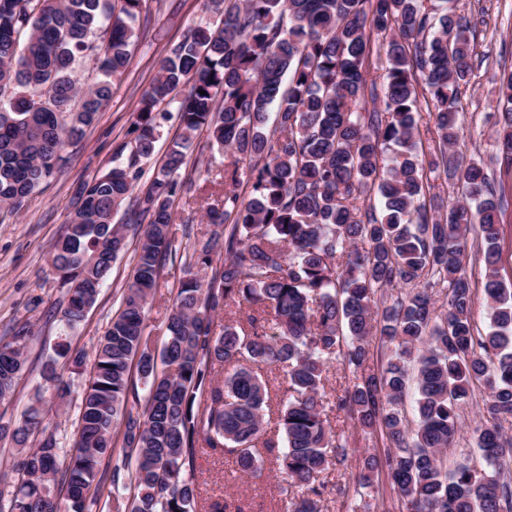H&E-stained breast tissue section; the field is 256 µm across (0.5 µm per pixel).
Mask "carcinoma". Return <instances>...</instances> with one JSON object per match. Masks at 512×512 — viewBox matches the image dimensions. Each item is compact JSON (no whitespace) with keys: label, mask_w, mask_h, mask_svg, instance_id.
Here are the masks:
<instances>
[{"label":"carcinoma","mask_w":512,"mask_h":512,"mask_svg":"<svg viewBox=\"0 0 512 512\" xmlns=\"http://www.w3.org/2000/svg\"><path fill=\"white\" fill-rule=\"evenodd\" d=\"M120 2L115 10L106 0H0V94L9 93L0 111V211H18L53 174L67 140L109 102L110 80L130 61L143 0ZM220 2L217 26L190 29L161 60L139 101L127 161L116 156L109 173L84 186L73 231L53 245L51 266L63 272L67 297L58 313L70 329L96 303L130 231L133 278L96 347L70 453L41 426L36 408L18 427L0 423V440L18 447L38 436L16 464L20 483L0 512H86L87 500L124 493L128 512H197L201 456L228 455L246 472L257 468L258 448H275L265 420L271 386L262 371L281 367L291 395L278 409L284 451L277 460L284 482L300 491L285 512H321L322 474L348 461L347 442L327 418L333 410L381 433L386 448L365 459L359 484L384 471L407 512H512V448L503 439V424L512 420V283L496 269L499 204L484 168L451 153L459 135L455 88L474 67L470 20L456 13L455 0ZM375 40L388 62L381 96L367 89ZM85 56L103 76L86 90L73 76ZM186 82L178 109L183 134L134 198L141 161L155 150L154 112ZM420 82L435 118L438 148L430 157L414 138ZM498 95L504 125L497 144L511 166L512 72ZM204 127L212 144L231 152L224 169L231 188L208 211L215 229L187 246L173 231L172 201L185 151ZM440 167L462 184L464 201L434 217L427 174ZM243 176L247 199L237 190ZM129 198L131 223H112ZM473 230L488 268L483 335L475 334L462 271ZM180 253L191 262L158 349L145 331L146 307L163 261ZM195 265L207 274L193 272ZM438 292L446 298L440 314ZM244 303L252 307L246 323L214 331L215 315ZM376 334L395 349L374 371ZM29 335L24 324L0 344V399L13 392ZM55 354L75 369L84 364V354L65 342ZM332 357L355 383L330 398ZM159 362L166 370L158 371ZM226 366L233 372L217 380ZM411 370L412 426L400 409ZM43 377L56 383L57 398L69 396L56 360ZM476 381L489 390L487 419L477 430L481 465L449 471L441 452ZM106 457L110 470L100 469ZM53 484L65 487L64 499Z\"/></svg>","instance_id":"carcinoma-1"}]
</instances>
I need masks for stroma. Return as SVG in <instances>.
<instances>
[{
	"label": "stroma",
	"mask_w": 512,
	"mask_h": 512,
	"mask_svg": "<svg viewBox=\"0 0 512 512\" xmlns=\"http://www.w3.org/2000/svg\"><path fill=\"white\" fill-rule=\"evenodd\" d=\"M458 8L475 25L476 61L468 83L456 91L459 136L454 151L461 162L477 160L483 164L495 195L502 200L498 269L504 281L512 282V169L502 162L495 147L502 127L499 80L504 72L512 70V0H459ZM219 19V13L211 9L208 0H145L136 24L138 41L125 73L112 82L107 106L67 146L54 176L25 199L19 212H0V339L10 340L18 325L32 326V334L25 342L24 370L13 394L0 401V420L21 425L32 406H41L45 424L55 429L63 447L72 448L78 406L91 379L92 367L87 364L75 371L65 360H58V373L71 384V393L62 403L55 397L52 384L44 380L43 369L53 357L55 343L64 338L73 349L93 355L119 306L123 290L132 280L133 256L125 254L113 263L96 304L81 326L71 331L53 315L63 299V290L49 264L51 247L64 224L70 221L83 187L111 169L119 145L133 144L137 136V104L154 83L160 59L191 28L215 24ZM158 111L161 119L155 152L142 163L149 176L158 171L167 150L182 134L176 104H162ZM205 170L211 178L206 190L185 188L174 198L173 227L178 235L194 239L209 231L207 210L224 197V154L211 147L207 131L202 130L186 153L180 178L194 181ZM463 266L473 289V324L476 332L482 333L487 327L488 309L483 293V249L476 236L468 238ZM183 277L184 261L180 258L167 261L161 271L145 321L146 331L156 343L165 341L167 317ZM486 395L483 385L478 384L471 396L461 402L458 432L444 452L447 467L479 463L475 429L484 419ZM329 418L335 431L348 439L349 460L346 467L324 473L331 491L321 502L322 512H345L348 502L360 493L370 502L371 512H406L385 475H375L372 486L364 490L357 484L365 458L383 449L380 432L361 430L341 413H330ZM273 460V455H264L257 470L241 472L231 458L201 457L197 475L203 497H224L242 505L246 512H278L285 494ZM336 485L345 488V495L333 493Z\"/></svg>",
	"instance_id": "35a3bbf8"
}]
</instances>
